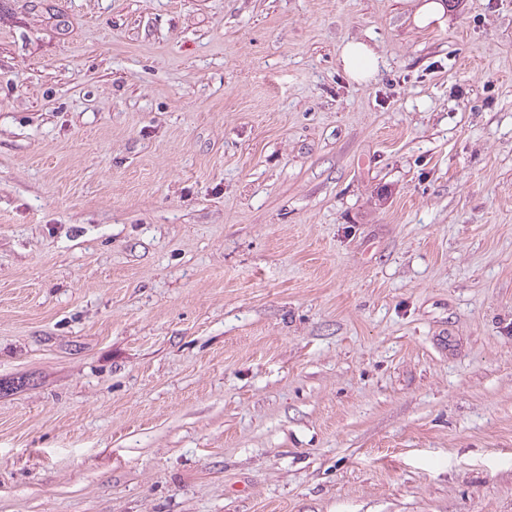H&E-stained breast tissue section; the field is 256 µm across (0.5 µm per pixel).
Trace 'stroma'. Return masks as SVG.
I'll list each match as a JSON object with an SVG mask.
<instances>
[{
    "label": "stroma",
    "instance_id": "obj_1",
    "mask_svg": "<svg viewBox=\"0 0 512 512\" xmlns=\"http://www.w3.org/2000/svg\"><path fill=\"white\" fill-rule=\"evenodd\" d=\"M421 2L0 0V512H512V0ZM344 70L355 81L364 80L378 70V57L366 44L350 41L344 44L340 53Z\"/></svg>",
    "mask_w": 512,
    "mask_h": 512
}]
</instances>
